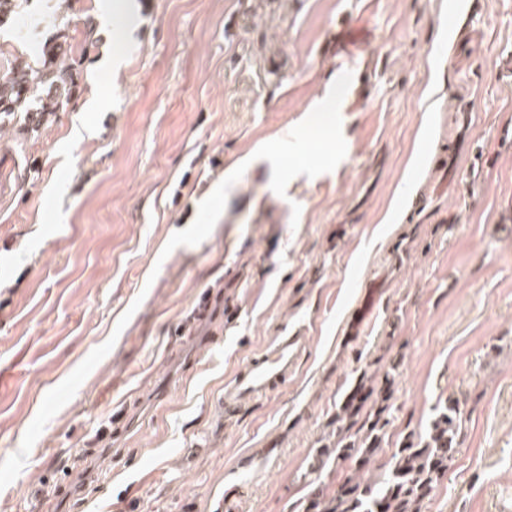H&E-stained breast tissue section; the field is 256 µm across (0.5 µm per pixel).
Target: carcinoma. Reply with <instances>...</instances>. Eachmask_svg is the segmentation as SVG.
Listing matches in <instances>:
<instances>
[{
    "mask_svg": "<svg viewBox=\"0 0 512 512\" xmlns=\"http://www.w3.org/2000/svg\"><path fill=\"white\" fill-rule=\"evenodd\" d=\"M28 2L0 0V27L14 22ZM69 26L66 15H61L51 39L0 64V117L23 112L32 118L34 130L74 101L81 58L94 43V29L87 25L83 41L74 45ZM390 385L387 379L380 388L367 389L361 380L345 397L336 414V444L320 449L318 456L349 463L352 475L330 498L318 492L309 494L302 512H422L423 503L448 474L465 411L457 400L439 403L427 431L403 439L392 454V468L376 485L363 476L382 451ZM374 393L378 398L368 408L366 402Z\"/></svg>",
    "mask_w": 512,
    "mask_h": 512,
    "instance_id": "obj_1",
    "label": "carcinoma"
}]
</instances>
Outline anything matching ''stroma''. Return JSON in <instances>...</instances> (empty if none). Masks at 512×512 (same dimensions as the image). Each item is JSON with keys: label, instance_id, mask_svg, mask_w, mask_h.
<instances>
[{"label": "stroma", "instance_id": "1", "mask_svg": "<svg viewBox=\"0 0 512 512\" xmlns=\"http://www.w3.org/2000/svg\"><path fill=\"white\" fill-rule=\"evenodd\" d=\"M137 3L122 44L98 27L66 111L34 132L0 120V461L113 344L0 512H296L349 475L311 466L382 368L369 480L451 398L467 417L423 512H512V0H479L472 32L448 0ZM112 52L119 70L98 68ZM345 71V158L275 194L254 152ZM100 92L109 106L83 111ZM241 164L210 235L166 251ZM282 334L309 339L295 371L225 417L233 371ZM124 411L137 430L110 433Z\"/></svg>", "mask_w": 512, "mask_h": 512}]
</instances>
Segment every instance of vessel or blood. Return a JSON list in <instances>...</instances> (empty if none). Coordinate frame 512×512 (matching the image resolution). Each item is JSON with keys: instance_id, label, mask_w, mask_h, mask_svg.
<instances>
[{"instance_id": "obj_1", "label": "vessel or blood", "mask_w": 512, "mask_h": 512, "mask_svg": "<svg viewBox=\"0 0 512 512\" xmlns=\"http://www.w3.org/2000/svg\"><path fill=\"white\" fill-rule=\"evenodd\" d=\"M307 343L304 336L278 337L270 348L237 370L220 399L225 413H236L245 400L263 397L277 390L294 371L298 356Z\"/></svg>"}]
</instances>
